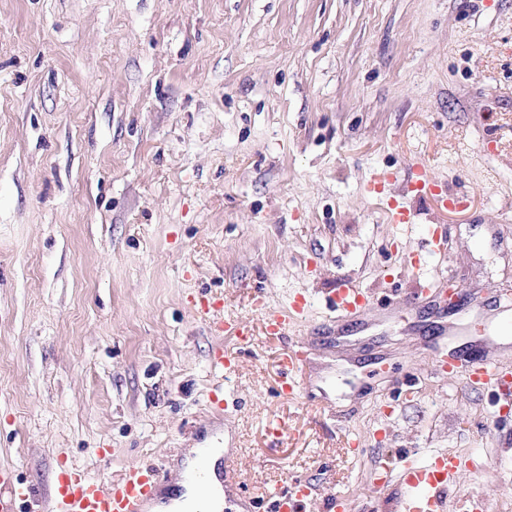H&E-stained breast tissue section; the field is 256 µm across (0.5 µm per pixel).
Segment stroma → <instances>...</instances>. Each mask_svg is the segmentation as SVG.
Instances as JSON below:
<instances>
[{
    "label": "stroma",
    "instance_id": "35a3bbf8",
    "mask_svg": "<svg viewBox=\"0 0 512 512\" xmlns=\"http://www.w3.org/2000/svg\"><path fill=\"white\" fill-rule=\"evenodd\" d=\"M417 164L437 198L403 195ZM395 200L420 223H391ZM419 277L455 308L407 311ZM345 280L374 316L336 320ZM504 288L512 0H0V470L18 482L48 492L66 461L172 479L221 446L246 485L224 512H270L296 478L391 512L378 466L450 452L468 464L448 512L477 494L512 512L489 464L512 412L490 427L494 388L436 368L468 346L512 364ZM297 300L305 321L265 334Z\"/></svg>",
    "mask_w": 512,
    "mask_h": 512
}]
</instances>
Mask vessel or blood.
<instances>
[{"label": "vessel or blood", "mask_w": 512, "mask_h": 512, "mask_svg": "<svg viewBox=\"0 0 512 512\" xmlns=\"http://www.w3.org/2000/svg\"><path fill=\"white\" fill-rule=\"evenodd\" d=\"M330 306L343 317L363 316L369 311L371 300L365 291L346 282L331 297ZM304 311V306L294 304L289 309L270 313L266 320L268 334L287 335L289 326ZM437 367L463 378L469 386L489 385L503 400L512 399V368L502 362L482 357L466 362L444 357ZM462 465V458L451 453L427 461L411 459L399 469L377 472L373 485L377 488L398 486L396 512H447V492L455 485ZM166 478V471L160 466L132 464L104 483L70 464L60 468L52 492L46 497L1 471L0 512H145ZM313 498V486L300 479L269 494L272 512H308Z\"/></svg>", "instance_id": "obj_1"}]
</instances>
